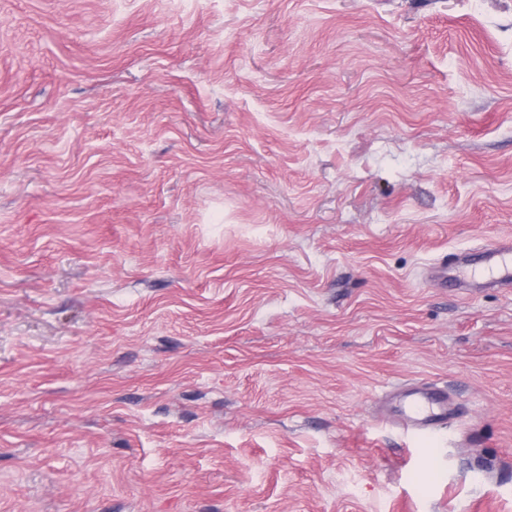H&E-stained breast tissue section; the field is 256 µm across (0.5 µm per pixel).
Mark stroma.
I'll return each instance as SVG.
<instances>
[{"instance_id":"35a3bbf8","label":"stroma","mask_w":512,"mask_h":512,"mask_svg":"<svg viewBox=\"0 0 512 512\" xmlns=\"http://www.w3.org/2000/svg\"><path fill=\"white\" fill-rule=\"evenodd\" d=\"M508 235L512 0H0V512H512ZM432 275H440L444 286L449 283L466 291L497 288L511 292L512 236L495 238L474 250L449 253ZM396 403L407 429L432 430L448 420V394L439 389L405 390Z\"/></svg>"}]
</instances>
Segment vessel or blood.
<instances>
[{"instance_id":"vessel-or-blood-1","label":"vessel or blood","mask_w":512,"mask_h":512,"mask_svg":"<svg viewBox=\"0 0 512 512\" xmlns=\"http://www.w3.org/2000/svg\"><path fill=\"white\" fill-rule=\"evenodd\" d=\"M442 283L467 291L512 289V236L490 240L483 246L450 253L432 270ZM399 413L406 428L432 430L448 420V395L436 389L403 391Z\"/></svg>"}]
</instances>
